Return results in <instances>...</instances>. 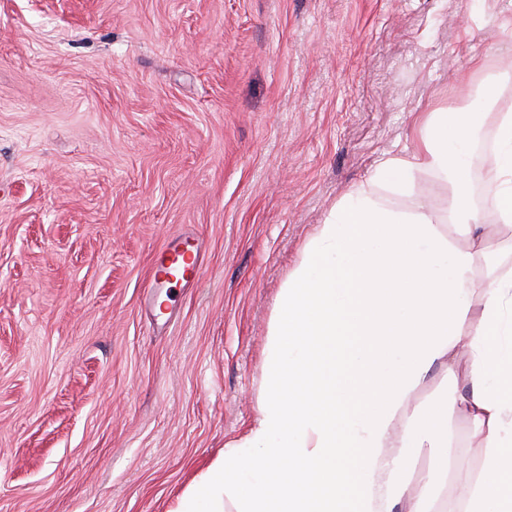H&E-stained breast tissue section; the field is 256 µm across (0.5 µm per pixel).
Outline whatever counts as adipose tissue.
Instances as JSON below:
<instances>
[{"label":"adipose tissue","mask_w":512,"mask_h":512,"mask_svg":"<svg viewBox=\"0 0 512 512\" xmlns=\"http://www.w3.org/2000/svg\"><path fill=\"white\" fill-rule=\"evenodd\" d=\"M484 116L419 113L414 147L382 161L329 213L277 296L257 418L225 444L172 512H441L411 464L435 455L448 474V420H465L484 461L448 512H512V247H459L480 215L469 147ZM483 168L499 220L512 225V113L499 114ZM445 176L449 230L425 207L399 212L417 172ZM465 363L464 394L421 406L430 371Z\"/></svg>","instance_id":"1"}]
</instances>
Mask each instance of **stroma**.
<instances>
[{
    "label": "stroma",
    "mask_w": 512,
    "mask_h": 512,
    "mask_svg": "<svg viewBox=\"0 0 512 512\" xmlns=\"http://www.w3.org/2000/svg\"><path fill=\"white\" fill-rule=\"evenodd\" d=\"M511 61L512 0H0V512H171L254 420L306 241L417 113L490 85L494 138ZM188 238L201 280L152 316ZM451 430L459 486L485 451ZM172 271L177 272L173 275ZM201 271L198 251L192 248L174 247L162 252L154 263L153 279L156 283L175 281L189 283L198 279ZM174 277V280L171 279Z\"/></svg>",
    "instance_id": "35a3bbf8"
}]
</instances>
